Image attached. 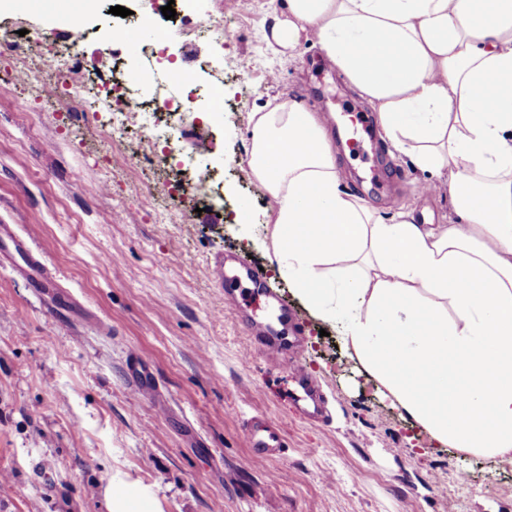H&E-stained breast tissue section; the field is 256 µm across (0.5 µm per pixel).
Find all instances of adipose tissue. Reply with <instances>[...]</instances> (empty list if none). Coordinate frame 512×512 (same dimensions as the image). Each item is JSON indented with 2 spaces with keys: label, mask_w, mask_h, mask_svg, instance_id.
Masks as SVG:
<instances>
[{
  "label": "adipose tissue",
  "mask_w": 512,
  "mask_h": 512,
  "mask_svg": "<svg viewBox=\"0 0 512 512\" xmlns=\"http://www.w3.org/2000/svg\"><path fill=\"white\" fill-rule=\"evenodd\" d=\"M276 56L319 45L393 148L447 175L456 219L385 217L342 190L332 134L294 98L251 114L276 202L270 264L440 447L512 457V0H278Z\"/></svg>",
  "instance_id": "ef3b65f1"
}]
</instances>
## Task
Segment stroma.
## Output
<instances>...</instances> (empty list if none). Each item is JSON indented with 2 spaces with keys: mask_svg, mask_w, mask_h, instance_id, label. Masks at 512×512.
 <instances>
[{
  "mask_svg": "<svg viewBox=\"0 0 512 512\" xmlns=\"http://www.w3.org/2000/svg\"><path fill=\"white\" fill-rule=\"evenodd\" d=\"M100 0L89 26L116 23L113 6L151 15L172 31L165 54L201 68V84H224V110L208 121L156 115L169 143L153 147L143 113L129 114L112 141L96 112V76L61 116L35 100V120L14 112L12 44L20 30L55 48L67 44L61 17L0 9V225L45 247L48 272L79 303L58 312L29 291L18 269L0 267V512H107L106 488H150L158 512H512V459L440 448L362 372L288 283L243 279L223 290L222 266L268 265L259 241L274 199L247 173L251 112L275 96L302 100L326 120L345 191L386 217L417 224L455 218L449 194L425 197L426 175L398 153L373 107L302 42L272 56L264 30L272 0H224V33L207 29V0ZM206 139H198V132ZM205 178L195 213L155 186ZM251 212L250 237L236 221ZM237 306L226 307L225 292ZM285 306L303 336L308 370L328 414L312 421L289 398L288 367L254 350L247 322L268 323ZM151 372L139 387L128 366ZM283 427L284 454L254 463L246 423Z\"/></svg>",
  "mask_w": 512,
  "mask_h": 512,
  "instance_id": "35a3bbf8",
  "label": "stroma"
}]
</instances>
